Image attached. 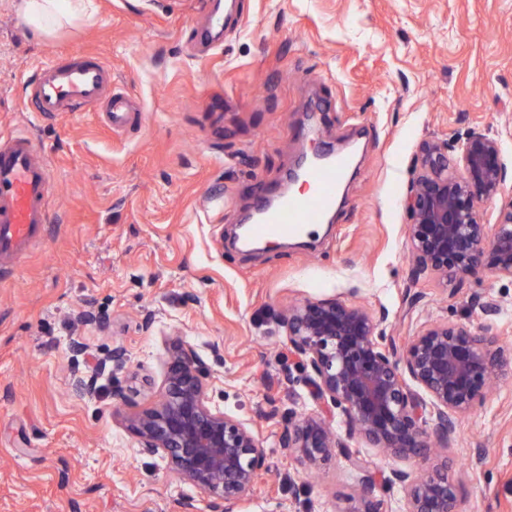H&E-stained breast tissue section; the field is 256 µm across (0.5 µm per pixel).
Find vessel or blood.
<instances>
[{"label": "vessel or blood", "instance_id": "vessel-or-blood-1", "mask_svg": "<svg viewBox=\"0 0 512 512\" xmlns=\"http://www.w3.org/2000/svg\"><path fill=\"white\" fill-rule=\"evenodd\" d=\"M111 71L96 56L87 55L61 65H47L30 90L36 112L51 117L60 112H87L106 102L109 126L129 121L123 93H107ZM346 158L317 163L305 172L310 187L298 195L281 187L261 189L257 220L250 227L256 239L305 233L320 223L336 202ZM52 178L43 152L25 133L0 138V274L9 275L21 255L44 235L50 215Z\"/></svg>", "mask_w": 512, "mask_h": 512}]
</instances>
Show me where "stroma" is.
Masks as SVG:
<instances>
[{
  "mask_svg": "<svg viewBox=\"0 0 512 512\" xmlns=\"http://www.w3.org/2000/svg\"><path fill=\"white\" fill-rule=\"evenodd\" d=\"M17 3L0 0V136L30 132L45 152L53 222L0 280V512H210L125 422L157 402L180 344L205 362L211 405L266 451L268 472L232 512H346L349 456L386 460L354 440L315 473L281 447L289 411L320 409L280 318L337 298L399 346L447 319L512 349V310L473 303H512V282L411 286L403 204L427 140L489 132L512 170V0H236L211 45L195 38L203 0H86L48 35ZM85 54L138 113L124 132L99 112L45 118L28 104L42 66ZM314 138L359 148L333 225L303 247L240 250V214ZM74 340L87 368L125 354L95 395L72 384ZM500 369L446 451L456 512H512V359Z\"/></svg>",
  "mask_w": 512,
  "mask_h": 512,
  "instance_id": "obj_1",
  "label": "stroma"
}]
</instances>
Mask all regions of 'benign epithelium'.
Masks as SVG:
<instances>
[{
    "mask_svg": "<svg viewBox=\"0 0 512 512\" xmlns=\"http://www.w3.org/2000/svg\"><path fill=\"white\" fill-rule=\"evenodd\" d=\"M508 177L499 140L472 131L457 146L430 140L421 146L404 198L411 244L412 282L434 274L445 282L492 273L512 280V199L496 223L484 224L479 204L500 195ZM288 352L308 370L310 398L325 416L291 421L281 443L297 461L317 469L358 439L391 458L421 461L415 473L390 467L381 481L405 491L404 512H454L457 486L448 462L429 464L431 447H447L459 417L483 401L491 374L505 351L497 340L469 325L428 321L397 347L362 306L337 298L302 303L283 320ZM124 364L115 350L90 372L72 380L89 394ZM205 364L190 345L173 354L162 401L127 417L141 453L168 460L172 471L194 483L210 500L233 505L267 469L254 430L210 405ZM344 418L345 434L334 426ZM361 492L346 512H385L374 495L375 474L367 461L349 457Z\"/></svg>",
    "mask_w": 512,
    "mask_h": 512,
    "instance_id": "1",
    "label": "benign epithelium"
}]
</instances>
